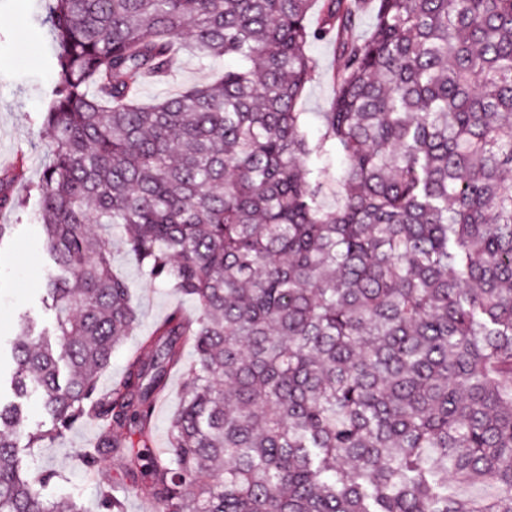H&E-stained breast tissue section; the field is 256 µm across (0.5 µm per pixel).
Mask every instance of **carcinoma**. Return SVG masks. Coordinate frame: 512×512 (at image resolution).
I'll use <instances>...</instances> for the list:
<instances>
[{"mask_svg": "<svg viewBox=\"0 0 512 512\" xmlns=\"http://www.w3.org/2000/svg\"><path fill=\"white\" fill-rule=\"evenodd\" d=\"M44 4L57 79L33 189L58 273L54 337L26 319L11 347L15 393L51 421L28 447L97 421L85 468L121 458L162 512H512V0ZM323 40L334 96L311 137ZM187 47L240 64L141 102ZM10 186L0 211L24 204ZM91 224L123 226L149 280L198 306L106 392L138 313ZM23 423L0 401V512H84L30 480ZM100 506L124 512L105 483ZM182 386V372L174 373L169 380L166 393L160 399L162 401L156 407L152 431V445L154 448L169 449V421L179 407L182 397ZM160 404H163L161 408H159Z\"/></svg>", "mask_w": 512, "mask_h": 512, "instance_id": "cac0c4a2", "label": "carcinoma"}]
</instances>
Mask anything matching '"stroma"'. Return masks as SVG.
<instances>
[{
	"label": "stroma",
	"instance_id": "1",
	"mask_svg": "<svg viewBox=\"0 0 512 512\" xmlns=\"http://www.w3.org/2000/svg\"><path fill=\"white\" fill-rule=\"evenodd\" d=\"M43 12L42 0H0V170L22 163L23 177L13 185L16 194L26 197L25 206L15 211L0 212V224L12 227L10 236L0 241V397L10 398L7 383L12 367L11 344L21 331L25 317H33L37 328L54 331V317L44 305L45 282L52 263L43 249V228L38 216V198L31 187L40 178L48 134L42 124L46 95L56 79L50 62V46L38 19ZM309 52L320 64L321 77L306 89L302 101L306 130L317 136L321 127L320 113L333 95L325 77L335 64L331 48L323 43L312 44ZM220 59L196 57L184 51L175 75L164 82L146 81L140 91L143 101L174 96L185 88L204 83L222 71ZM112 268L122 277L130 299L139 314V322L113 355L110 367L101 374L100 388H108L118 379L127 360L133 356L149 357L142 341L155 325L173 308L186 315H195L197 306L188 297L161 283L150 282L121 247H114ZM183 375L174 373L161 408L153 421L152 445L168 448V426L182 397ZM25 436L19 437L23 464L30 476L48 471H61L60 479L42 487L50 499H77L85 512H99L98 487L112 482L113 492L125 499L127 512H159L156 502L140 497L136 481L126 475L119 458L106 457L99 469L86 471L81 462L84 448L94 443L100 427L92 421L74 425L63 437L41 448L27 447L28 432L50 425L39 395L23 401Z\"/></svg>",
	"mask_w": 512,
	"mask_h": 512
}]
</instances>
